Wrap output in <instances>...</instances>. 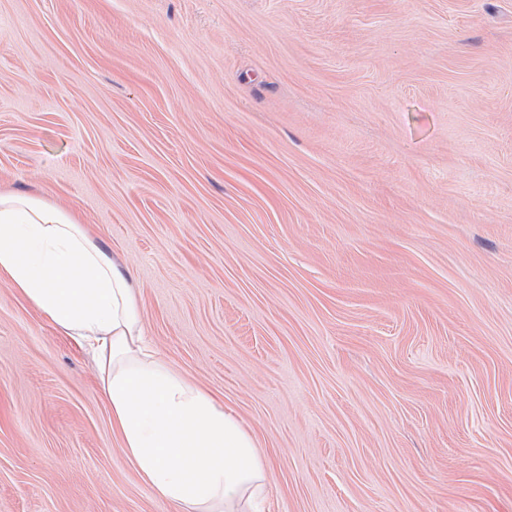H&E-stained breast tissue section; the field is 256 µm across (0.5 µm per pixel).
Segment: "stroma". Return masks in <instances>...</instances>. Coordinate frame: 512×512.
<instances>
[{"label": "stroma", "instance_id": "35a3bbf8", "mask_svg": "<svg viewBox=\"0 0 512 512\" xmlns=\"http://www.w3.org/2000/svg\"><path fill=\"white\" fill-rule=\"evenodd\" d=\"M75 210L267 512H512V0H0V192ZM0 512H174L0 278Z\"/></svg>", "mask_w": 512, "mask_h": 512}]
</instances>
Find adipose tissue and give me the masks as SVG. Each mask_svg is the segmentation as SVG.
I'll return each mask as SVG.
<instances>
[{
    "label": "adipose tissue",
    "mask_w": 512,
    "mask_h": 512,
    "mask_svg": "<svg viewBox=\"0 0 512 512\" xmlns=\"http://www.w3.org/2000/svg\"><path fill=\"white\" fill-rule=\"evenodd\" d=\"M0 276L92 347L112 431L158 497L180 512H263L269 462L256 437L146 348L129 274L75 212L0 193Z\"/></svg>",
    "instance_id": "obj_1"
}]
</instances>
